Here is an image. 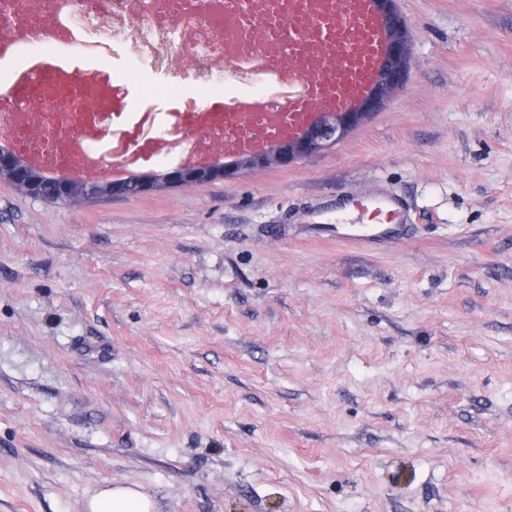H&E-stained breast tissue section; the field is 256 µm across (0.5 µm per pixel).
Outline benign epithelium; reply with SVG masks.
Listing matches in <instances>:
<instances>
[{"label":"benign epithelium","mask_w":512,"mask_h":512,"mask_svg":"<svg viewBox=\"0 0 512 512\" xmlns=\"http://www.w3.org/2000/svg\"><path fill=\"white\" fill-rule=\"evenodd\" d=\"M386 29L385 49L378 74L369 90L348 110L320 113L317 120L292 136L278 137L257 151L239 154L230 163L181 162L160 175L132 174L110 177L98 174L73 177L60 173L61 194L46 190L44 164L10 144L0 145V180H6L26 195L51 203L89 200L101 195L136 196L163 186L208 183L234 178L242 169L288 165L344 138L369 114L377 111L405 83L412 55L411 33L400 16L396 0H373Z\"/></svg>","instance_id":"obj_1"}]
</instances>
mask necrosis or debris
I'll use <instances>...</instances> for the list:
<instances>
[{
    "instance_id": "4bbe7bcc",
    "label": "necrosis or debris",
    "mask_w": 512,
    "mask_h": 512,
    "mask_svg": "<svg viewBox=\"0 0 512 512\" xmlns=\"http://www.w3.org/2000/svg\"><path fill=\"white\" fill-rule=\"evenodd\" d=\"M234 26L225 0H0V67L28 63L0 95V139L67 173L89 174L106 163L90 143L73 146L83 116L110 113L119 92L108 53L87 67L73 66L88 31L125 50L124 67H142L172 83L181 77L179 61L194 57L199 102L210 115L204 134L223 138L224 107L211 103L213 87L234 80L259 93L284 70L275 57L255 58L246 42L228 54Z\"/></svg>"
}]
</instances>
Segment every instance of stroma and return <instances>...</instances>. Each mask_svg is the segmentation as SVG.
<instances>
[{
    "label": "stroma",
    "mask_w": 512,
    "mask_h": 512,
    "mask_svg": "<svg viewBox=\"0 0 512 512\" xmlns=\"http://www.w3.org/2000/svg\"><path fill=\"white\" fill-rule=\"evenodd\" d=\"M405 84L291 164L52 204L0 181V512H512V0H397ZM121 69L168 139L195 63ZM408 205L375 247L315 225ZM343 214H336V224H350L339 232L340 239L349 243H389L404 234L408 213L395 195H348L341 207ZM343 221V222H341ZM153 500L132 485L101 489L86 504L89 512H153Z\"/></svg>",
    "instance_id": "1"
}]
</instances>
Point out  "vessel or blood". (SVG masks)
<instances>
[{
	"label": "vessel or blood",
	"instance_id": "vessel-or-blood-1",
	"mask_svg": "<svg viewBox=\"0 0 512 512\" xmlns=\"http://www.w3.org/2000/svg\"><path fill=\"white\" fill-rule=\"evenodd\" d=\"M385 33L373 0H288V38L261 43L268 55L288 59V79L302 84L287 101L248 96L224 105L226 151L259 148L297 133L320 110H344L367 90L383 53ZM342 241L391 242L404 234L408 213L398 197L348 195L341 207Z\"/></svg>",
	"mask_w": 512,
	"mask_h": 512
}]
</instances>
